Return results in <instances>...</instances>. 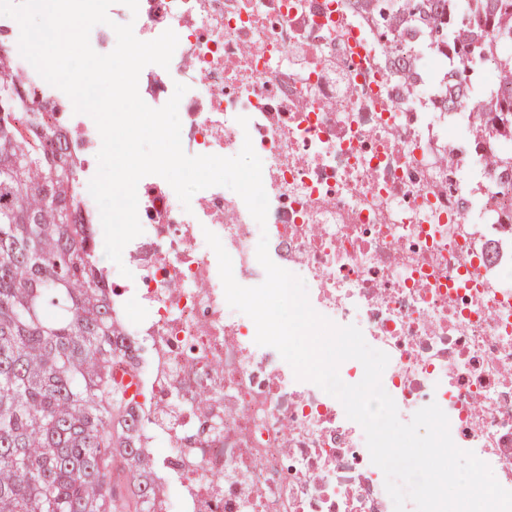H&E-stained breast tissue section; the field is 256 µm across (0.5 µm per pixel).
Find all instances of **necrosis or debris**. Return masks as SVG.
<instances>
[{"label":"necrosis or debris","mask_w":512,"mask_h":512,"mask_svg":"<svg viewBox=\"0 0 512 512\" xmlns=\"http://www.w3.org/2000/svg\"><path fill=\"white\" fill-rule=\"evenodd\" d=\"M109 16L143 41L177 34L169 68L141 71L142 99L159 108L187 85L185 152L230 157L251 140L269 200L261 226L229 188L201 190L186 209L164 178L138 183L143 232L123 259L137 312L125 315L118 287L112 309L130 345L118 361L149 397L136 413L139 442L159 460L151 512H394L362 427L257 345L254 322L227 304L209 231L247 287L265 279L256 248L268 236L271 260L304 280L316 312L388 354L381 382L400 420L438 404L454 443L512 490V243L493 257L485 247L512 222V180L486 158L512 143L474 138L485 95L441 109L432 75L451 58L380 35L357 0H139ZM111 25L92 29L96 52L114 49ZM10 56L40 111H72L19 50ZM399 57L418 71L409 98ZM60 133L81 142L69 156L74 203L103 241L88 191L101 137L86 115Z\"/></svg>","instance_id":"4bbe7bcc"}]
</instances>
